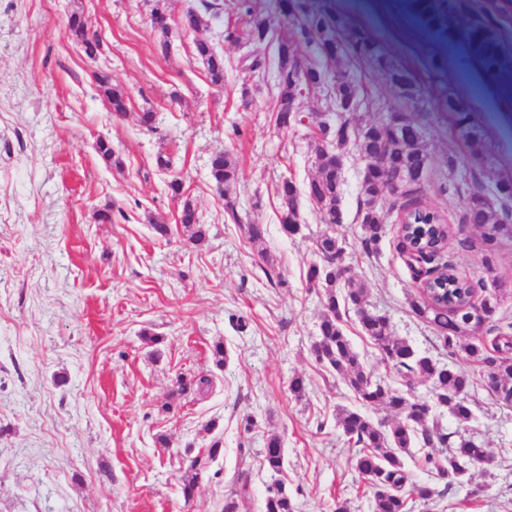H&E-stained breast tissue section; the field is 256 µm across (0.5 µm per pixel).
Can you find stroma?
I'll return each mask as SVG.
<instances>
[{
  "instance_id": "35a3bbf8",
  "label": "stroma",
  "mask_w": 512,
  "mask_h": 512,
  "mask_svg": "<svg viewBox=\"0 0 512 512\" xmlns=\"http://www.w3.org/2000/svg\"><path fill=\"white\" fill-rule=\"evenodd\" d=\"M159 1L175 21L201 7L200 0H0V512H222L231 496L237 512H262L278 479L294 512L338 505L371 512V489L354 468L358 448L336 425L340 410L357 402L313 355L324 291L309 287L306 272L319 260L316 241L324 234L336 235L348 277L364 285L369 308L387 317L392 335L472 380V420L462 424L447 412L441 423L451 442L475 439L494 462L470 466L464 483L449 488L425 470L427 449L416 444L406 467L436 494L415 501L412 512H512V403L487 387L483 365L448 356L432 326L412 312L421 284L396 248L395 196L379 201L385 235L378 249H365L358 212L366 161L357 139L340 149L341 223H324L306 194L318 173L311 142L320 122H336L339 112L326 89L307 88L302 122L277 125V59L252 37L250 17L270 18L288 39L294 24L276 0H221L219 18L172 37L164 54L149 21ZM333 2L405 66L418 70L430 55H446L449 92L485 128L498 172L512 177L511 99L474 74L460 75L456 51L409 19L400 0ZM75 11L99 34L100 59L66 38ZM200 39L223 56V85L210 82L196 56ZM253 55L265 57L263 73L248 70ZM103 66L130 98L119 120L92 85ZM332 68L358 83L354 129L396 112L423 128L427 165L415 199L452 228L443 261L467 279L485 277L480 233L460 221L484 174L471 164L449 171V157L464 147L436 88L423 81L404 96L351 56ZM146 109L157 114L150 130L139 123ZM100 137L111 141L122 168L97 156ZM223 150L238 163L232 216L209 180L208 161ZM161 153L172 156L198 207L201 245L189 244L177 222L166 190L174 172L157 168ZM285 179L299 190L301 230L292 236L279 223L276 187ZM106 208L111 222H98ZM156 221L170 226L169 238L155 236ZM251 224L265 225L262 245L249 240ZM463 237L471 241L465 249ZM343 327L372 379L404 389L355 314L344 316ZM146 328L161 336L158 348L142 341ZM219 341L228 353L221 367L211 352ZM203 372L213 380L208 393L172 399L176 376ZM296 376L305 381L299 397L289 389ZM271 434L283 440L279 476L261 466ZM217 438L219 457L185 500L179 478L186 461L205 455Z\"/></svg>"
}]
</instances>
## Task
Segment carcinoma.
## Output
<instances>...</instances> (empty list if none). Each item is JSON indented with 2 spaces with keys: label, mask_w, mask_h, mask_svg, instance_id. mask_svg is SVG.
<instances>
[{
  "label": "carcinoma",
  "mask_w": 512,
  "mask_h": 512,
  "mask_svg": "<svg viewBox=\"0 0 512 512\" xmlns=\"http://www.w3.org/2000/svg\"><path fill=\"white\" fill-rule=\"evenodd\" d=\"M294 11L290 18L296 21L297 34L291 40L294 49L314 47L322 57L334 61L343 55H351L374 63L383 71L391 83L402 93L409 95L415 86L413 72L394 61L382 44L364 27L352 24L329 9L328 5L314 8L305 0H293ZM408 8L424 27L432 30L443 40L455 42L469 56L478 58L483 82L501 91L506 97L512 96V67L503 59V44L500 27L488 14L474 11L468 0H456L450 13L440 8L437 0H408ZM67 37L82 45L89 56L102 53L103 44L91 28L89 21L74 13L69 19ZM195 52L205 61L210 81L214 85L224 84V58L216 55L210 45L198 40ZM308 78L313 82L332 86L338 101L355 94V85L350 74L332 71L320 64H309ZM98 92L105 98L113 117L127 114L128 98L112 85V75L102 69L92 75ZM442 105L453 114L452 126L467 148L466 158L482 166L489 180L494 184L495 197L501 203L512 201V179L496 175L488 151L482 127L471 119L470 113L454 106L450 99ZM324 137L336 140L338 145L346 144L352 134L350 120L345 118L336 124L324 121L319 125ZM423 138L419 125L412 122L394 133L388 124L374 125L367 134H359V147L364 157L373 160L377 173L362 182L363 210L361 212L362 242L366 249L377 248L384 234V225L376 209L378 199L384 194L392 178L400 175L407 187L401 192L405 198L404 207L413 204L415 187L420 184L425 172L426 156L421 149ZM96 152L108 164L123 166L122 160L114 155L111 144L103 139L96 143ZM318 161V175L307 186L308 196L322 212L323 223L339 224V202L341 181L336 166V155L331 152L315 151ZM209 175L212 183L224 196L225 209L235 213V205L229 196V189L238 177L237 163L226 151L214 154L210 161ZM171 197L180 205L178 221L189 232V240L201 243L205 230L199 223L197 206L186 196L183 180L177 176L167 182ZM281 200L280 225L285 235L300 232V216L297 210V190L293 182L284 180L277 185ZM508 214H500L493 206L468 205L462 223L472 224L481 231L485 245V269L493 273L495 248L498 240L512 236V224L505 223ZM405 247L415 248L422 262L432 263L445 248L450 228L438 213L421 216L418 224H405L400 228ZM321 263L310 266L307 278L312 287L326 290L324 313L319 324V338L313 353L315 360L341 376L353 391L362 406L382 407L390 412V419L374 422L359 409H345L337 419L343 434L360 446L355 457V470L368 481L373 492L372 512H410L408 497L417 496L426 501L434 490L411 480L406 469L404 456L420 441L425 445L448 444V434L439 422L438 408L448 409L461 423L472 418L467 401L471 385L470 378L429 356L422 355L406 340L394 336L389 330L387 318L366 307V289L344 281V288L336 292L341 277L339 263L343 249L335 236L325 234L317 241ZM436 277L420 288L419 296L410 303L413 312L431 324L443 348L455 356L464 353L474 363L492 367L498 375L497 391L508 399L512 393V355L491 357L481 340L482 329L489 323L498 322V295L484 298L480 304L481 316L477 325L468 323L469 309L478 289L485 287L483 281L472 282L461 277L449 263L435 266ZM355 311L362 332L372 341L381 360L392 366L398 374L412 385L417 379L431 382L432 398H410L382 381H374L366 373L363 362L345 335L341 324L342 312ZM175 395H182L190 389L203 392L210 386V379L201 376L188 380L176 378ZM487 456V449L471 439H462L452 455L442 459L430 453L425 454L424 463L431 473L447 480L446 486L461 481L466 474V464H480ZM263 465L273 474L284 466V450L279 437L271 436L266 441ZM204 467L202 457L197 456L181 476L182 493L185 499H192L199 486L200 471ZM263 512H294L291 495L284 484L277 482L265 499Z\"/></svg>",
  "instance_id": "obj_1"
}]
</instances>
